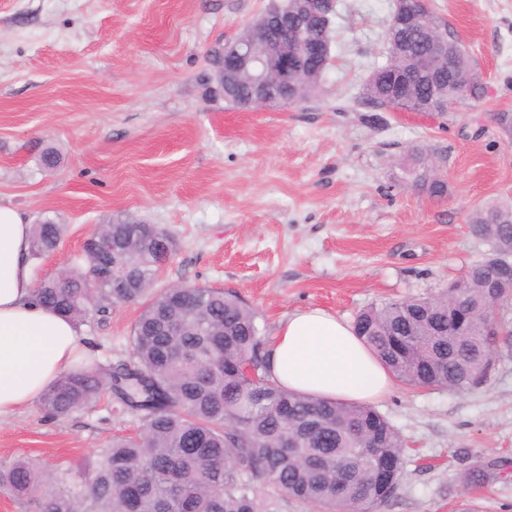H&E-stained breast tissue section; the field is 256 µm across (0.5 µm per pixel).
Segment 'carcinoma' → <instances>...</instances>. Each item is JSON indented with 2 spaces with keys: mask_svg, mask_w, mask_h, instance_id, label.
<instances>
[{
  "mask_svg": "<svg viewBox=\"0 0 512 512\" xmlns=\"http://www.w3.org/2000/svg\"><path fill=\"white\" fill-rule=\"evenodd\" d=\"M436 14L401 32L406 55L387 42L386 59L409 81L408 108L438 104L430 82L417 75L429 59L442 76L446 94L461 101L482 97L483 87L467 85L473 64L433 56ZM377 66L362 90V102H385L384 76ZM422 146L408 150L412 186L435 196L447 187L431 180ZM470 233L489 246L488 257L512 260V204L487 202L468 218ZM136 224H101L98 236L116 246L114 255L85 251L68 268L36 286L45 306L77 322L104 318L116 304L133 303L140 312L130 335V357L108 370L81 367L62 376L41 397V408L63 416L95 403L105 392L115 406L140 418L134 435L116 436L93 461L70 473L53 474L21 458L0 472V485L38 502L40 512H276L274 500L260 495L264 484L275 493L336 512H375L391 495L379 488L376 459L392 456L395 481L404 468L403 442L392 424L371 406L299 394L267 376L257 313L221 288L89 287L102 265L117 261L135 278H156L162 258L175 244L163 230L137 231ZM65 225L43 221L32 227L31 252L56 249ZM493 268L477 262L461 275L456 300L436 297L372 304L356 316L354 333L401 383L430 390L463 391L494 365L496 337L484 333L491 300L486 280ZM472 310L459 333L448 321V305ZM252 363L257 378L241 370ZM297 443L286 448L288 440Z\"/></svg>",
  "mask_w": 512,
  "mask_h": 512,
  "instance_id": "cac0c4a2",
  "label": "carcinoma"
}]
</instances>
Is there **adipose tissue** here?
<instances>
[{"mask_svg": "<svg viewBox=\"0 0 512 512\" xmlns=\"http://www.w3.org/2000/svg\"><path fill=\"white\" fill-rule=\"evenodd\" d=\"M32 266L29 224L0 204V416L39 400L83 349L76 321L37 301ZM267 366L288 390L345 402L369 404L393 386L350 324L319 308L280 324Z\"/></svg>", "mask_w": 512, "mask_h": 512, "instance_id": "1", "label": "adipose tissue"}]
</instances>
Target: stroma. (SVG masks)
<instances>
[{"label": "stroma", "mask_w": 512, "mask_h": 512, "mask_svg": "<svg viewBox=\"0 0 512 512\" xmlns=\"http://www.w3.org/2000/svg\"><path fill=\"white\" fill-rule=\"evenodd\" d=\"M269 0H0V203L67 231L40 281L116 218L154 224L177 249L158 287L235 293L271 339L288 314L346 321L373 303L436 296L488 252L467 219L512 201V0H432L483 75L480 100L439 115L363 119L360 93L384 63L393 0H340L333 61L317 93L245 111L213 81V55ZM440 156L444 196L402 179L407 149ZM55 148L60 163L42 155ZM139 310L123 304L81 330L87 358L128 359ZM406 446L400 485L379 512H512V343L456 392L396 385L376 405ZM110 397L50 417H0V470L22 455L78 470L136 429Z\"/></svg>", "instance_id": "obj_1"}]
</instances>
